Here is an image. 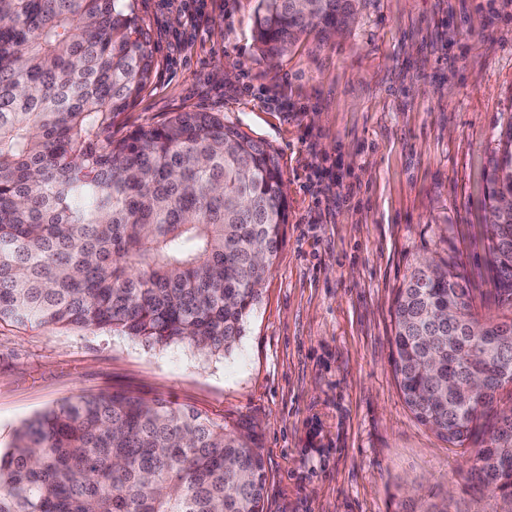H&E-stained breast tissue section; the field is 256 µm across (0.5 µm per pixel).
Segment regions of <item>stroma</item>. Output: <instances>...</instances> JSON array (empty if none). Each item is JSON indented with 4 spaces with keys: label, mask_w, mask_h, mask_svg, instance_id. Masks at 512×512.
Listing matches in <instances>:
<instances>
[{
    "label": "stroma",
    "mask_w": 512,
    "mask_h": 512,
    "mask_svg": "<svg viewBox=\"0 0 512 512\" xmlns=\"http://www.w3.org/2000/svg\"><path fill=\"white\" fill-rule=\"evenodd\" d=\"M154 76L118 131L217 112L280 156L286 238L237 346L206 357L79 328L0 322V448L77 395L163 399L245 419L266 512H512L469 478L474 449L420 424L393 373L409 267L459 263L476 313L500 314L486 195L512 121V0H366L331 39L270 60L257 0H133Z\"/></svg>",
    "instance_id": "1"
}]
</instances>
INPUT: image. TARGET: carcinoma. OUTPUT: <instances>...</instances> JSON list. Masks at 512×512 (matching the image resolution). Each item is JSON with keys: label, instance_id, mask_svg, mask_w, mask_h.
I'll return each mask as SVG.
<instances>
[{"label": "carcinoma", "instance_id": "1", "mask_svg": "<svg viewBox=\"0 0 512 512\" xmlns=\"http://www.w3.org/2000/svg\"><path fill=\"white\" fill-rule=\"evenodd\" d=\"M361 0H258L254 41L283 54L328 36ZM131 0H0V322L116 332L150 348L233 350L277 259L288 201L277 151L218 112H175L117 135L152 80ZM488 181L490 208L512 176ZM488 251L502 315L480 319L458 265L421 260L399 288L392 367L416 420L512 499V219ZM456 386L483 379V406ZM250 422L161 399L78 395L23 420L0 448V512H265Z\"/></svg>", "mask_w": 512, "mask_h": 512}]
</instances>
